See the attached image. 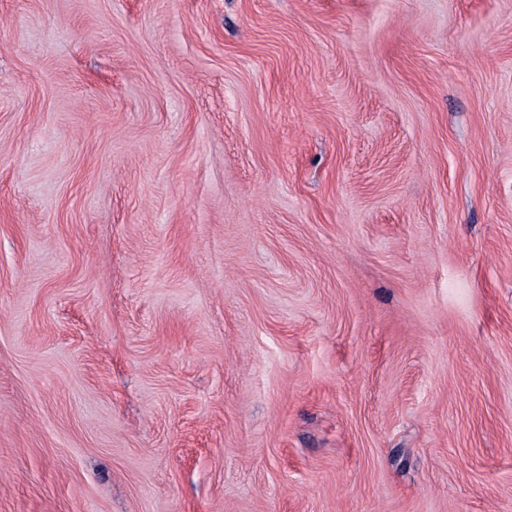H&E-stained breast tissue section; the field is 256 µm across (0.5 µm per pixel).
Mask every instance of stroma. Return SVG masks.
I'll return each mask as SVG.
<instances>
[{"label":"stroma","mask_w":512,"mask_h":512,"mask_svg":"<svg viewBox=\"0 0 512 512\" xmlns=\"http://www.w3.org/2000/svg\"><path fill=\"white\" fill-rule=\"evenodd\" d=\"M0 512H512V0H0Z\"/></svg>","instance_id":"1"}]
</instances>
